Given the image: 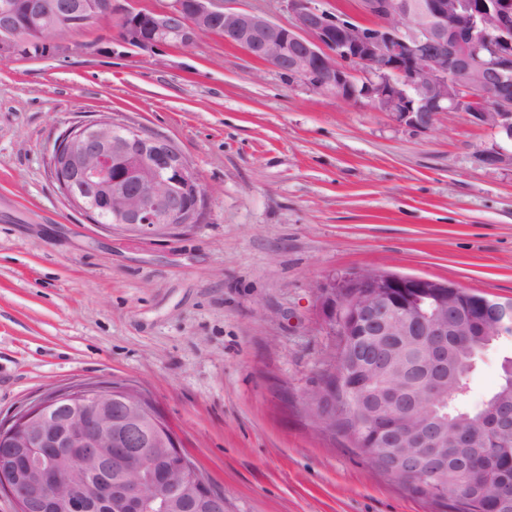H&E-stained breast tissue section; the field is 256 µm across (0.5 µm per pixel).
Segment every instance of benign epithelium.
Instances as JSON below:
<instances>
[{
	"label": "benign epithelium",
	"mask_w": 512,
	"mask_h": 512,
	"mask_svg": "<svg viewBox=\"0 0 512 512\" xmlns=\"http://www.w3.org/2000/svg\"><path fill=\"white\" fill-rule=\"evenodd\" d=\"M286 24L258 13L227 10L223 0H169L161 10H139L119 0H13L0 9V60L24 56L19 35L26 19L30 41L64 54L75 16L118 23L115 42L127 49L187 48L204 34L244 49L290 80L351 103L367 101L400 125L431 130L445 112H464L493 132L512 134V0H358L362 22L324 0H282ZM488 165L512 162L496 146ZM49 172L65 200L90 217L104 204L99 228L108 236L162 238L202 222L211 196L185 154L171 141L100 114L63 130ZM322 312L336 334L330 374L358 402L359 429L390 451V475H436L454 462L472 482L508 488L488 472L512 455V404L489 405L474 432L448 422V433L415 422L432 410L428 393L446 379L448 337L512 334V299L490 298L450 282L377 269L333 277L319 285ZM414 342L427 350L418 372L421 394L395 385L372 387L389 376ZM149 399L136 386L103 381L45 391L0 427V444L20 449L18 469L0 467V483L18 512H147L155 501L189 507L204 500L224 512L195 464L164 437L147 431ZM327 425L336 412L326 385L310 398Z\"/></svg>",
	"instance_id": "obj_1"
}]
</instances>
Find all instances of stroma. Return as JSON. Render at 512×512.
Returning <instances> with one entry per match:
<instances>
[{
  "label": "stroma",
  "mask_w": 512,
  "mask_h": 512,
  "mask_svg": "<svg viewBox=\"0 0 512 512\" xmlns=\"http://www.w3.org/2000/svg\"><path fill=\"white\" fill-rule=\"evenodd\" d=\"M106 21L60 57L0 61V421L94 378L146 391L224 512H442L309 408L334 338L320 283L379 269L512 298V139L465 114L412 131L204 35L158 55ZM108 112L169 139L212 197L166 238L107 236L46 151ZM512 337L469 376L480 404Z\"/></svg>",
  "instance_id": "35a3bbf8"
}]
</instances>
